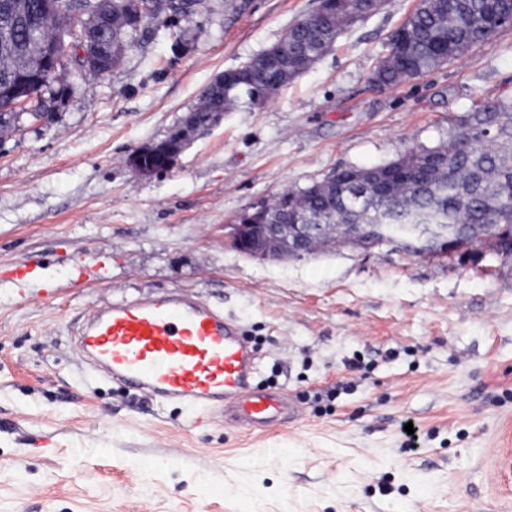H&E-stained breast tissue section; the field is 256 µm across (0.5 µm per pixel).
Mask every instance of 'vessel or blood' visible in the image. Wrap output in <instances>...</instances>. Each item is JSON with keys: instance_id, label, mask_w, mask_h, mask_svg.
<instances>
[{"instance_id": "vessel-or-blood-1", "label": "vessel or blood", "mask_w": 512, "mask_h": 512, "mask_svg": "<svg viewBox=\"0 0 512 512\" xmlns=\"http://www.w3.org/2000/svg\"><path fill=\"white\" fill-rule=\"evenodd\" d=\"M92 368L147 399L214 410L263 428L293 410L278 391L252 384L257 352L223 310L162 293L94 310L76 330Z\"/></svg>"}]
</instances>
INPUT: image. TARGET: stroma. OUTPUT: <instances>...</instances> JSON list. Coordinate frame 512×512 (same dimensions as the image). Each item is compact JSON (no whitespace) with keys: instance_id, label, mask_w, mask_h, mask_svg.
<instances>
[{"instance_id":"stroma-1","label":"stroma","mask_w":512,"mask_h":512,"mask_svg":"<svg viewBox=\"0 0 512 512\" xmlns=\"http://www.w3.org/2000/svg\"><path fill=\"white\" fill-rule=\"evenodd\" d=\"M237 2L146 25L105 75L62 72L52 117L0 137V512H512V260L485 276L412 238L284 261L228 242L283 190L436 146L477 102L512 100V27L380 87L370 74L418 4L387 0L170 172L141 175L134 152L319 5ZM171 290L223 308L294 415L200 425L88 379L84 317Z\"/></svg>"}]
</instances>
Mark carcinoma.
Wrapping results in <instances>:
<instances>
[{
	"instance_id": "obj_1",
	"label": "carcinoma",
	"mask_w": 512,
	"mask_h": 512,
	"mask_svg": "<svg viewBox=\"0 0 512 512\" xmlns=\"http://www.w3.org/2000/svg\"><path fill=\"white\" fill-rule=\"evenodd\" d=\"M43 0H0V86L38 67L41 45L50 44L67 59L68 43L53 39L65 26L67 14L90 10L92 39L101 47L112 39L106 69L117 67L127 38L148 21L189 18L208 13L209 0H112V14L94 0H64L65 13L49 16ZM386 0H336L292 25L273 46L241 66L218 76L205 90L192 118L198 125L214 112H226L245 99L269 100L292 79L308 70L297 60L318 61L333 46L345 25L378 13ZM512 11L509 0H419L414 11L395 29L387 53L376 63L371 79L381 87L423 77L469 49L487 43L499 31L498 17ZM279 61L270 62L272 53ZM390 168H400L390 191H372L361 198L346 190L351 172L336 175V189L312 192L286 190L263 205L264 214L313 212L327 224L357 221L373 224H511L512 225V102L483 100L459 116L455 133L432 148L411 149Z\"/></svg>"
}]
</instances>
